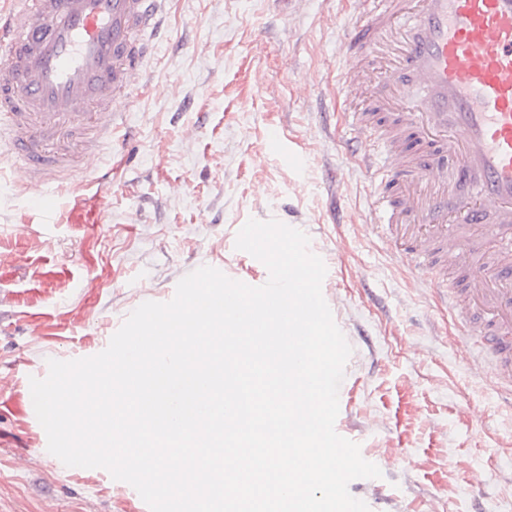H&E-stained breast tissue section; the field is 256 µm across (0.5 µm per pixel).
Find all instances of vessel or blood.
I'll return each mask as SVG.
<instances>
[{
	"label": "vessel or blood",
	"instance_id": "vessel-or-blood-1",
	"mask_svg": "<svg viewBox=\"0 0 512 512\" xmlns=\"http://www.w3.org/2000/svg\"><path fill=\"white\" fill-rule=\"evenodd\" d=\"M167 0H13L0 14V140L53 192L124 115ZM341 90L377 140L373 223L446 289L512 396V0H361Z\"/></svg>",
	"mask_w": 512,
	"mask_h": 512
}]
</instances>
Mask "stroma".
Here are the masks:
<instances>
[{
    "label": "stroma",
    "instance_id": "35a3bbf8",
    "mask_svg": "<svg viewBox=\"0 0 512 512\" xmlns=\"http://www.w3.org/2000/svg\"><path fill=\"white\" fill-rule=\"evenodd\" d=\"M357 0H168L127 123L52 214L0 172V512H143L128 483L47 450L29 379L92 356L146 301L209 265L249 285L248 219L304 231L352 348L337 432L382 471L370 512H512V408L479 342L370 224L375 188L338 96ZM111 173L97 186L99 170Z\"/></svg>",
    "mask_w": 512,
    "mask_h": 512
}]
</instances>
